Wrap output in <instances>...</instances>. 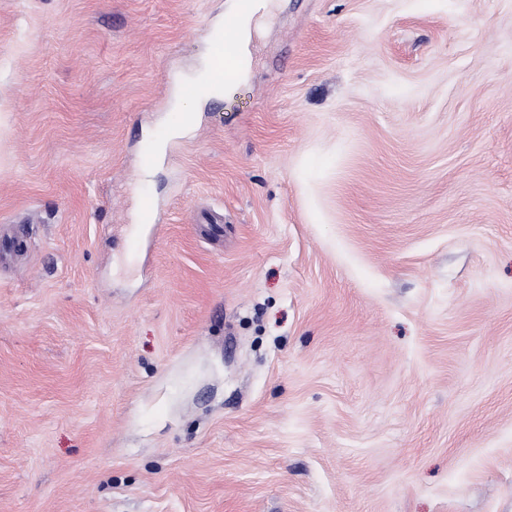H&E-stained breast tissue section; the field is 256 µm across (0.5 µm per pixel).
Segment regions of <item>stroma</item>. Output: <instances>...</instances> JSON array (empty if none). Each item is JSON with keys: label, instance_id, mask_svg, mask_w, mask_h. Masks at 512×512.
I'll return each instance as SVG.
<instances>
[{"label": "stroma", "instance_id": "1", "mask_svg": "<svg viewBox=\"0 0 512 512\" xmlns=\"http://www.w3.org/2000/svg\"><path fill=\"white\" fill-rule=\"evenodd\" d=\"M232 2L0 0V512H512V0H271L170 135Z\"/></svg>", "mask_w": 512, "mask_h": 512}]
</instances>
